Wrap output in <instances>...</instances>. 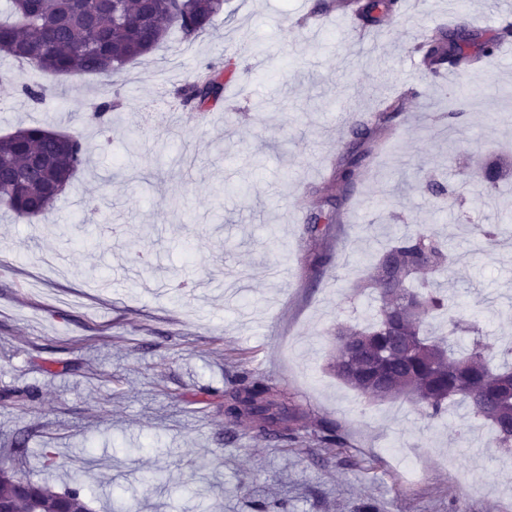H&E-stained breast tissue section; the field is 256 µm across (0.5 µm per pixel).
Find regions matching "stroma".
<instances>
[{"label": "stroma", "instance_id": "1", "mask_svg": "<svg viewBox=\"0 0 512 512\" xmlns=\"http://www.w3.org/2000/svg\"><path fill=\"white\" fill-rule=\"evenodd\" d=\"M312 5L226 0L214 29L171 31L118 76L53 78L0 57V135L39 122L89 157L53 211L30 224L0 211V461L18 477L83 486L92 512H512V458L487 422L459 405L434 421L405 399L375 403L326 370L335 326L374 308L357 290L365 257L429 226L454 256L456 312L492 350L512 342V234L464 232L512 210V192L490 207L466 182L512 144V52L466 89L443 77L424 90L416 50L449 18L488 36L500 15L494 0H406L362 33ZM220 56L240 64L220 104L181 107L177 89ZM34 84L49 88L42 102ZM394 96L396 127L336 223L309 237L314 187ZM452 103L466 123L438 135ZM432 172L465 205L431 204L417 182ZM244 374L304 413L294 438L225 415ZM329 428L340 446H325Z\"/></svg>", "mask_w": 512, "mask_h": 512}]
</instances>
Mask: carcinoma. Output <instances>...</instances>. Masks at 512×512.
<instances>
[{
	"instance_id": "1",
	"label": "carcinoma",
	"mask_w": 512,
	"mask_h": 512,
	"mask_svg": "<svg viewBox=\"0 0 512 512\" xmlns=\"http://www.w3.org/2000/svg\"><path fill=\"white\" fill-rule=\"evenodd\" d=\"M0 10V53L21 65L52 76L74 73L119 75L132 61L151 52L176 28L186 39L197 38L214 26L224 0H5ZM402 0H315L312 13L351 10L360 24L371 27L402 9ZM512 40V19L504 18L482 41L450 38L447 34L417 45L422 55L424 87L449 70L466 73L494 56L497 45ZM237 73L233 59L209 63L193 81L177 90L180 105L200 113L223 98L226 81ZM403 101L383 103L370 120L352 130L353 143L336 174V184L349 190L367 168L376 135L393 128ZM44 125L19 127L0 136V208L15 220L30 222L52 209L58 196L50 182L68 183L87 163V149L75 135L61 140ZM512 175V163L495 158L478 162L469 178L493 194ZM340 197L322 189L320 205L307 218L306 232L319 234L336 223ZM449 248L430 229L406 231L375 256L365 288L379 301L363 325L339 326L330 369L345 385L372 401L408 399L428 419L440 418L448 407L464 404L487 420L497 448H512V347L504 362L489 366L480 325L463 316L448 317V331L436 335L428 319L450 309V299L437 281L417 280L421 274L448 270ZM471 337L468 348L457 350L449 337ZM225 414L249 422L259 432L288 438L300 427L302 415L288 407V397L267 381L244 376L227 393ZM12 512H91L77 486L57 492L47 484L17 481L15 472L0 466V502Z\"/></svg>"
}]
</instances>
